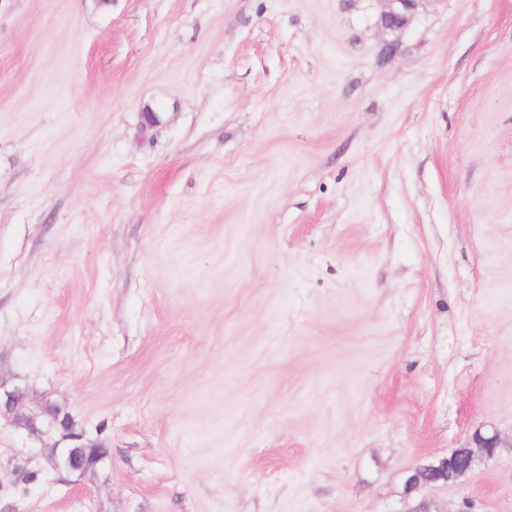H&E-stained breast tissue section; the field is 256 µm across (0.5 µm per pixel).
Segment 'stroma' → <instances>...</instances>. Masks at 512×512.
I'll return each instance as SVG.
<instances>
[{
    "label": "stroma",
    "mask_w": 512,
    "mask_h": 512,
    "mask_svg": "<svg viewBox=\"0 0 512 512\" xmlns=\"http://www.w3.org/2000/svg\"><path fill=\"white\" fill-rule=\"evenodd\" d=\"M385 8L0 0V395L109 450L0 404V512H512V0ZM387 6L382 14V24L387 30L394 31L405 27L419 0H385ZM5 406L16 424L26 428L29 432L38 431L37 424L41 426L47 421L50 426H58L63 431V438L81 441L82 437L69 432L63 425L59 415L48 410L49 405H43L40 411L32 409L21 393L8 394ZM50 417V418H49ZM89 448L92 444H78L67 448H52L51 463L56 470L78 472L85 475L93 472L95 466L102 462L106 455H92ZM473 452L471 448H457L448 457L430 463V469L444 474V481L457 482L471 469Z\"/></svg>",
    "instance_id": "35a3bbf8"
}]
</instances>
